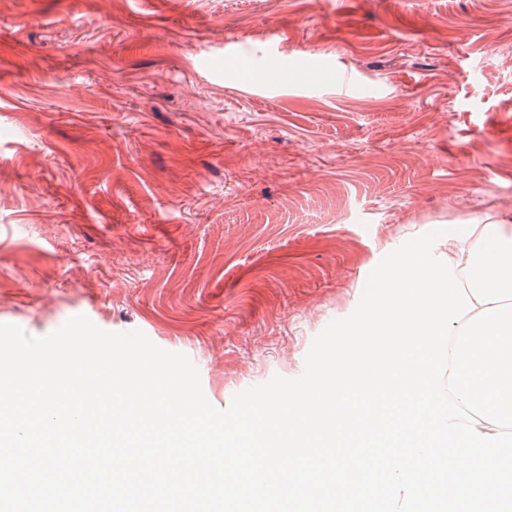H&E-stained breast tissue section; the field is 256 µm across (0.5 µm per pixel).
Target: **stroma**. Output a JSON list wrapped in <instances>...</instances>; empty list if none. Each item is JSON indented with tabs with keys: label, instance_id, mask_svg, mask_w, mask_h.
<instances>
[{
	"label": "stroma",
	"instance_id": "obj_1",
	"mask_svg": "<svg viewBox=\"0 0 512 512\" xmlns=\"http://www.w3.org/2000/svg\"><path fill=\"white\" fill-rule=\"evenodd\" d=\"M512 0H0V323L300 376L409 239L512 219Z\"/></svg>",
	"mask_w": 512,
	"mask_h": 512
}]
</instances>
